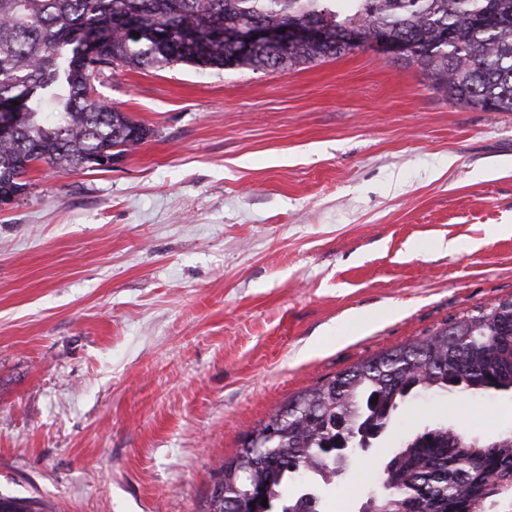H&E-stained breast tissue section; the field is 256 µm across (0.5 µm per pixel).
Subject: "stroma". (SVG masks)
Segmentation results:
<instances>
[{"mask_svg": "<svg viewBox=\"0 0 512 512\" xmlns=\"http://www.w3.org/2000/svg\"><path fill=\"white\" fill-rule=\"evenodd\" d=\"M94 96L148 140L108 171L36 165L0 204L2 495L204 512L220 460L289 396L512 297V112L417 65L117 67ZM437 422L496 437L512 392L409 397L322 512H360Z\"/></svg>", "mask_w": 512, "mask_h": 512, "instance_id": "obj_1", "label": "stroma"}]
</instances>
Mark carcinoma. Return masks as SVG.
Wrapping results in <instances>:
<instances>
[{
  "label": "carcinoma",
  "mask_w": 512,
  "mask_h": 512,
  "mask_svg": "<svg viewBox=\"0 0 512 512\" xmlns=\"http://www.w3.org/2000/svg\"><path fill=\"white\" fill-rule=\"evenodd\" d=\"M151 30L140 40L113 19ZM316 20L366 37L410 41L431 87L487 112H512V0H0V105L28 116L0 140V202L22 195L32 165L58 172L124 157L150 129L94 98L98 75L188 64L200 69H285L338 58L350 47L303 44L240 51L220 33L240 23ZM106 27L99 50L77 34ZM56 111L44 112V102ZM512 391V297L454 318L291 397L221 462L206 512H290L289 485L336 475L338 438L367 425L379 438L411 393L463 396ZM377 399L372 404L370 400ZM410 490L406 512H489L512 492V431L481 440L445 424L408 435L382 483ZM268 506H263V502ZM0 512H47L34 499L0 495Z\"/></svg>",
  "instance_id": "cac0c4a2"
}]
</instances>
